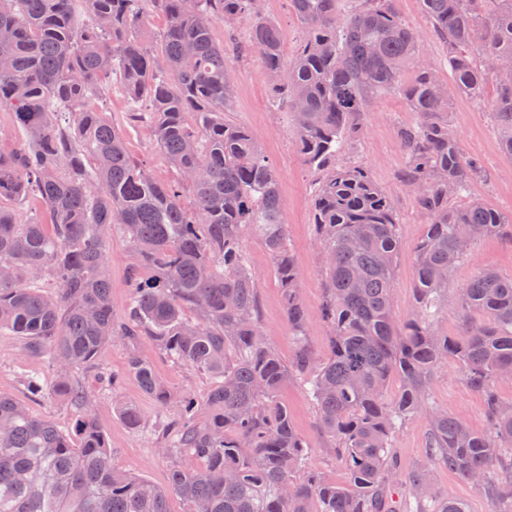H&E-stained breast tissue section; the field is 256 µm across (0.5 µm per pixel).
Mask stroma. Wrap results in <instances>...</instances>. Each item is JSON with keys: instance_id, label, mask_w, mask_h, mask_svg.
<instances>
[{"instance_id": "35a3bbf8", "label": "stroma", "mask_w": 512, "mask_h": 512, "mask_svg": "<svg viewBox=\"0 0 512 512\" xmlns=\"http://www.w3.org/2000/svg\"><path fill=\"white\" fill-rule=\"evenodd\" d=\"M393 5L401 20L418 34L423 57L437 70L443 83L452 84L448 51L437 38L421 0H393ZM261 7L282 30L285 57H292L305 35V28L291 11L288 0H261ZM231 66L235 95L230 117L256 136L276 171L283 219L288 226V249L299 270V295L313 317L308 345L322 356L329 349V330L318 316L325 296V281L314 242L313 224L314 191L321 174L303 164L287 109L272 107L268 78L260 59L242 57L232 60ZM493 94L490 87L486 88L480 100L452 94L449 120L464 152L479 159L483 167L481 176L471 186V199L486 203L501 213L511 214L512 157L502 151L492 114L483 105L484 99L492 98ZM104 116L124 132L131 155L155 180L167 182L173 178L172 169L154 149L144 124L132 120L127 99L122 93L110 94ZM417 120V113L412 112L398 95L381 94L363 117L364 132L360 139L346 144L336 158L337 165L367 169L391 200L402 242L393 292L394 311L401 320L406 319L416 307V263L412 249L422 239L428 222L414 195L400 182L407 160L400 146L398 131ZM108 249L112 313L120 319L126 313L130 297V268L135 261V253L128 236L119 228L112 229ZM246 252L258 288L260 317L267 336L281 360L290 362L294 344L284 317L273 261L257 240H247ZM484 266L512 274V239L503 236L476 241L469 259L452 273L451 285L466 283ZM148 355L160 381L172 391L188 388L201 398L209 392L212 383L207 376L176 367L156 350H149ZM126 357L127 350L122 344H109L95 365L76 369L75 376L94 396L95 418L107 437L113 467L163 487L169 480L168 461L157 453L149 435L132 430L125 424L114 406L118 400L133 402L149 417L158 411L155 401L142 393L135 379L127 375ZM26 369L40 372L48 384L57 378V370L49 358L29 356L21 338L0 335V393L24 402L33 416L53 420L64 429L71 428L77 417L75 409L52 396L36 397L28 393L21 380V373ZM109 375L117 378V385L106 383L105 378ZM281 398L310 450L309 467L328 474L332 479L343 480V469L326 450L327 439L317 425L315 408L306 394L304 378L291 376L281 391ZM429 400L473 430L480 431L486 426L483 398L460 380L457 361H449L441 368ZM425 431V421L418 417L395 436L393 452L405 467H414L423 460ZM434 482L439 493L463 502L467 512H494L496 508L480 488L446 469L435 470Z\"/></svg>"}]
</instances>
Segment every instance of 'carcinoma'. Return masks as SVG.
I'll use <instances>...</instances> for the list:
<instances>
[{
  "mask_svg": "<svg viewBox=\"0 0 512 512\" xmlns=\"http://www.w3.org/2000/svg\"><path fill=\"white\" fill-rule=\"evenodd\" d=\"M254 0H0V109L31 145L0 154V332L24 340L59 369L48 387L21 375L34 396L53 395L79 412L73 428L33 416L0 393V512H170L176 496L191 512H400V488L414 512H466L433 483L443 466L512 512V402L497 395L512 376V275L481 269L455 288L459 330L439 332L465 243L506 234L512 217L466 198L479 166L449 124L450 93L421 56L416 33L393 0H291L306 36L292 60L278 25ZM448 50L454 88L490 103L512 156V0H422ZM164 20L159 38L137 35L147 12ZM251 20L248 35L237 24ZM228 30L215 40L213 23ZM258 54L273 102L285 100L303 162L322 169L362 130L371 99L394 92L420 116L399 132L401 178L428 216L414 246L417 306L404 322L391 299L402 243L389 196L359 166L332 169L315 190V241L324 263L330 352L308 348L311 316L297 293L275 170L255 136L231 121L230 59ZM120 86L131 112L149 105L147 130L176 179L156 181L104 118ZM193 207L187 208L183 193ZM32 195L49 223L23 219L11 202ZM128 235L137 256L127 317L112 316L107 234ZM270 253L283 311L295 339L284 365L264 337L245 240ZM54 292L46 294L43 287ZM127 348L126 373L159 411L134 403L118 411L155 439L171 463L167 487L112 467L92 396L71 378L106 344ZM176 366L210 377L205 400L172 393L144 345ZM482 393L487 428L470 429L430 403L434 375L448 359ZM292 374L306 378L328 449L345 482L305 469L308 447L279 394ZM398 375L402 389L385 390ZM426 420L425 459L402 467L392 439Z\"/></svg>",
  "mask_w": 512,
  "mask_h": 512,
  "instance_id": "carcinoma-1",
  "label": "carcinoma"
}]
</instances>
